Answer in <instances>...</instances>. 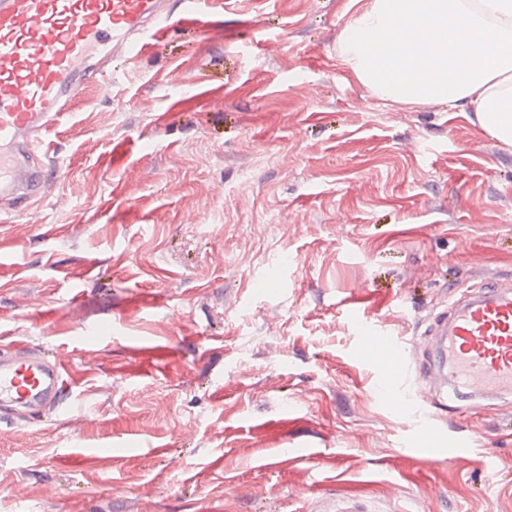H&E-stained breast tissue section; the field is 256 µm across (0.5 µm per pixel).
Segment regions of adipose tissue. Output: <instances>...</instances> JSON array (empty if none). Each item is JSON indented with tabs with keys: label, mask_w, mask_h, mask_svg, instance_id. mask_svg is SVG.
Instances as JSON below:
<instances>
[{
	"label": "adipose tissue",
	"mask_w": 512,
	"mask_h": 512,
	"mask_svg": "<svg viewBox=\"0 0 512 512\" xmlns=\"http://www.w3.org/2000/svg\"><path fill=\"white\" fill-rule=\"evenodd\" d=\"M339 57L377 99L474 113L512 148V0H350Z\"/></svg>",
	"instance_id": "adipose-tissue-1"
}]
</instances>
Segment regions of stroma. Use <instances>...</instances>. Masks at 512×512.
<instances>
[{"label":"stroma","instance_id":"35a3bbf8","mask_svg":"<svg viewBox=\"0 0 512 512\" xmlns=\"http://www.w3.org/2000/svg\"><path fill=\"white\" fill-rule=\"evenodd\" d=\"M347 3L224 0L48 136L61 176L0 226V332L74 384L42 425L0 422V512H324L349 489L512 512V407L448 420L463 458L393 463L418 435L340 306L409 344L512 280V151L371 96L337 55Z\"/></svg>","mask_w":512,"mask_h":512}]
</instances>
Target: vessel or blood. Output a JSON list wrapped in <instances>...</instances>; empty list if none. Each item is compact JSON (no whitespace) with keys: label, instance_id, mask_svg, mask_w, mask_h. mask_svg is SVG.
Returning <instances> with one entry per match:
<instances>
[{"label":"vessel or blood","instance_id":"1","mask_svg":"<svg viewBox=\"0 0 512 512\" xmlns=\"http://www.w3.org/2000/svg\"><path fill=\"white\" fill-rule=\"evenodd\" d=\"M212 0H0V213L26 212L46 186V136L113 61L132 64L148 40L170 27L203 29L222 23ZM356 328L383 359L403 348L398 336L345 304ZM431 345L417 367L432 397L414 394L405 376L381 372L380 395L416 421V456L433 461L464 455L467 439H448L444 416L461 401L512 397V284L484 283L456 299L428 331ZM66 365L32 351L0 353V409L32 416L67 401ZM327 512H380L354 491L338 495Z\"/></svg>","mask_w":512,"mask_h":512}]
</instances>
